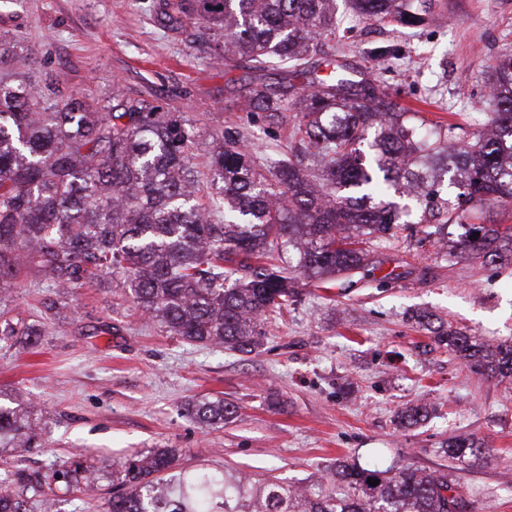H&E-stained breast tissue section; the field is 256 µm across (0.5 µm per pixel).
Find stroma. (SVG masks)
I'll use <instances>...</instances> for the list:
<instances>
[{
  "mask_svg": "<svg viewBox=\"0 0 512 512\" xmlns=\"http://www.w3.org/2000/svg\"><path fill=\"white\" fill-rule=\"evenodd\" d=\"M159 0H0V35L11 38L0 79L40 71L98 107L113 93L144 99L191 123L201 177L225 133L259 159L296 146L294 116L245 112L255 74L210 56V32L193 16L171 26ZM345 32L325 54L384 81L401 106L431 104L426 117L473 131L488 118L494 68L512 57V0H434L426 23L370 24L339 0ZM389 47L398 58L381 57ZM365 271L332 287L300 278L287 310L268 314L254 352L192 345L161 332L106 277L60 293L22 274L8 306L40 333L36 346L0 344V403L29 400L45 413L44 447L19 456L40 467L80 452L104 465L155 446L180 449L185 465L326 483L336 460L445 471L475 512H512V380L472 372L416 322L422 310L494 346L512 340V265L457 257L398 234L369 243ZM220 397L238 408L205 430L184 405ZM426 407L401 426L399 411ZM472 435L477 464L453 462L442 442Z\"/></svg>",
  "mask_w": 512,
  "mask_h": 512,
  "instance_id": "35a3bbf8",
  "label": "stroma"
}]
</instances>
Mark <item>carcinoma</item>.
<instances>
[{"label": "carcinoma", "mask_w": 512, "mask_h": 512, "mask_svg": "<svg viewBox=\"0 0 512 512\" xmlns=\"http://www.w3.org/2000/svg\"><path fill=\"white\" fill-rule=\"evenodd\" d=\"M346 4L374 23H422L432 9V0ZM160 7L174 21L204 17L215 60L244 57L256 71L280 64L303 80L296 93L254 84L243 104L270 120L296 113L318 172L291 155L264 164L226 137L210 162L214 211L197 195L195 132L181 116L118 94L102 112L65 94L50 72L0 80V341L38 343L40 333L3 307L6 286L25 270L67 294L119 276L137 308L169 335L249 354L261 344L263 316L296 298L291 278L269 262L275 251L292 253L294 271L309 278L349 277L364 266L363 244L393 239L416 222L424 241H439L456 224L464 228L460 248L474 257L512 256L511 224L473 223L512 202L511 57L489 86L496 137L457 125L428 137L421 109L395 103L379 78L320 55L339 28L336 0H161ZM437 339L470 368L512 378V341L490 352L457 329ZM187 411L217 429L237 406L202 399ZM40 419L31 402L0 404V512H65V497L101 489L99 467L79 454L46 470L4 456L44 447ZM441 452L463 462L482 450L474 439L451 438ZM332 483L313 493L276 477L187 467L179 449L149 448L112 465L105 505L106 512H470L445 472L340 462Z\"/></svg>", "instance_id": "1"}]
</instances>
